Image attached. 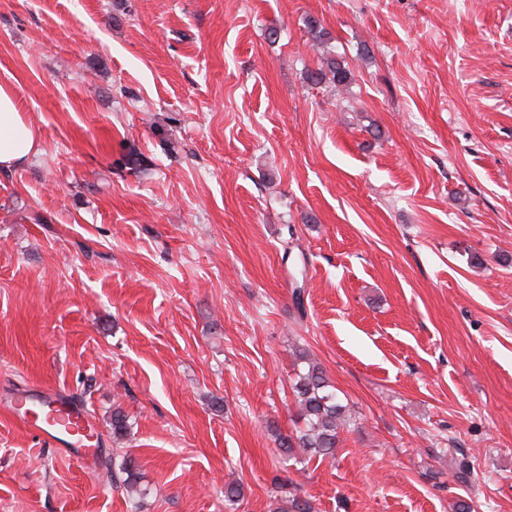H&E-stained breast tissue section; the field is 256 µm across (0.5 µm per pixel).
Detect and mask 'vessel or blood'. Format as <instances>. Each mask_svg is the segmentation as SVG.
<instances>
[{
    "label": "vessel or blood",
    "mask_w": 512,
    "mask_h": 512,
    "mask_svg": "<svg viewBox=\"0 0 512 512\" xmlns=\"http://www.w3.org/2000/svg\"><path fill=\"white\" fill-rule=\"evenodd\" d=\"M11 414L38 435L70 455L79 454L82 443L73 437L74 429L85 426L83 412L59 393L44 391L35 395L20 394L10 404Z\"/></svg>",
    "instance_id": "vessel-or-blood-1"
}]
</instances>
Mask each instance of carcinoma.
<instances>
[{
  "instance_id": "cac0c4a2",
  "label": "carcinoma",
  "mask_w": 512,
  "mask_h": 512,
  "mask_svg": "<svg viewBox=\"0 0 512 512\" xmlns=\"http://www.w3.org/2000/svg\"><path fill=\"white\" fill-rule=\"evenodd\" d=\"M306 80L313 85L328 81L336 86H346L352 83L354 74L346 60L329 56L320 68L307 72ZM296 364L292 390L304 427L279 437L278 451L296 464H303L313 457L333 458L340 432L356 426L358 416L356 411L339 401L336 388L323 368L306 353L297 354Z\"/></svg>"
}]
</instances>
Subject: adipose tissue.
<instances>
[{"label":"adipose tissue","mask_w":512,"mask_h":512,"mask_svg":"<svg viewBox=\"0 0 512 512\" xmlns=\"http://www.w3.org/2000/svg\"><path fill=\"white\" fill-rule=\"evenodd\" d=\"M36 148L35 131L21 112L13 90L0 84V171L24 166Z\"/></svg>","instance_id":"obj_1"}]
</instances>
